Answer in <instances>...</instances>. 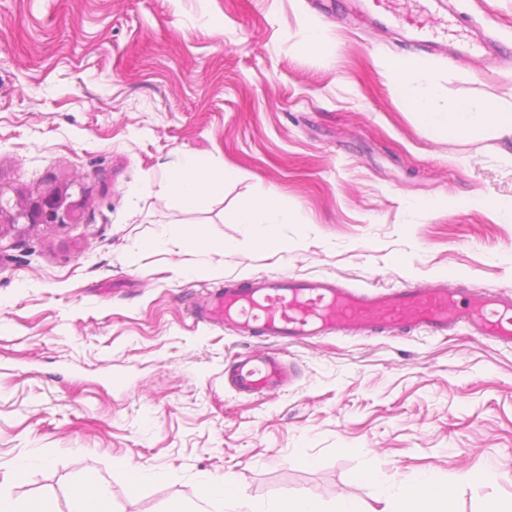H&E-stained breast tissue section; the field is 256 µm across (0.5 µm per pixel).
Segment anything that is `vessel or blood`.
<instances>
[{
  "label": "vessel or blood",
  "mask_w": 512,
  "mask_h": 512,
  "mask_svg": "<svg viewBox=\"0 0 512 512\" xmlns=\"http://www.w3.org/2000/svg\"><path fill=\"white\" fill-rule=\"evenodd\" d=\"M419 17L407 15L397 31L407 42L434 48ZM198 315L242 337L264 336L280 342L340 333L346 336L397 335L424 327L447 332L466 322L473 334L512 344V302L490 292L460 295L446 284H414L388 291L361 290L329 277L260 276L228 282L197 305ZM293 374L280 354L244 356L230 376L240 394H263L284 387Z\"/></svg>",
  "instance_id": "1"
}]
</instances>
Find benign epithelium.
Masks as SVG:
<instances>
[{
  "instance_id": "obj_1",
  "label": "benign epithelium",
  "mask_w": 512,
  "mask_h": 512,
  "mask_svg": "<svg viewBox=\"0 0 512 512\" xmlns=\"http://www.w3.org/2000/svg\"><path fill=\"white\" fill-rule=\"evenodd\" d=\"M66 224H92L84 189L74 179L54 181L0 206V253L4 251L3 240L21 226L51 228Z\"/></svg>"
}]
</instances>
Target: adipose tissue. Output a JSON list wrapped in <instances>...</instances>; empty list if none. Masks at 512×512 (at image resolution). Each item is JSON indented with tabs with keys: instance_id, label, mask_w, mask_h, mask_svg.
<instances>
[{
	"instance_id": "adipose-tissue-1",
	"label": "adipose tissue",
	"mask_w": 512,
	"mask_h": 512,
	"mask_svg": "<svg viewBox=\"0 0 512 512\" xmlns=\"http://www.w3.org/2000/svg\"><path fill=\"white\" fill-rule=\"evenodd\" d=\"M390 88L413 111L420 127L429 133L458 140L480 138L488 133L512 136V106L504 107L480 97H441L437 72L408 62L388 64ZM232 168L221 172L200 166L194 160L180 161L159 185V194L180 210L192 212L202 207L208 196L235 179ZM241 220L253 243L267 250H284L288 244L276 237L273 225L296 220L279 197L259 194L241 206ZM359 481L373 484L381 512H453L447 483L427 473L413 474L402 485H394L372 471L358 473ZM198 504L182 499L170 501L167 512H200V505L224 500L235 502L238 512H323L319 500L310 495L286 496L263 507L239 487L232 475L207 477L198 493ZM0 512H112L108 487L95 474H88L74 493L68 510L52 499L40 496L16 498L0 491Z\"/></svg>"
}]
</instances>
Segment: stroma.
Listing matches in <instances>:
<instances>
[{"instance_id": "stroma-1", "label": "stroma", "mask_w": 512, "mask_h": 512, "mask_svg": "<svg viewBox=\"0 0 512 512\" xmlns=\"http://www.w3.org/2000/svg\"><path fill=\"white\" fill-rule=\"evenodd\" d=\"M425 15L439 50L350 18L346 0H0V189L85 183L93 222L32 227L0 254V483L66 503L85 473L113 512H166L206 475L232 474L254 501L308 494L379 504L373 471L428 470L455 512L512 497V347L466 325L434 336L331 334L282 344L195 321L229 281L332 277L380 290L445 282L512 298V138L425 133L383 62L434 67L443 94L512 104V0H451ZM308 23L328 26L318 50ZM497 40L500 65L447 46ZM239 173L201 210L143 192L179 158ZM299 212L255 247L243 201ZM427 209L415 208L418 200ZM209 244L147 249L164 226ZM277 350L290 385L241 396L225 372ZM45 465L13 483V462ZM494 464L497 479L466 482ZM142 470L166 481L134 485Z\"/></svg>"}]
</instances>
